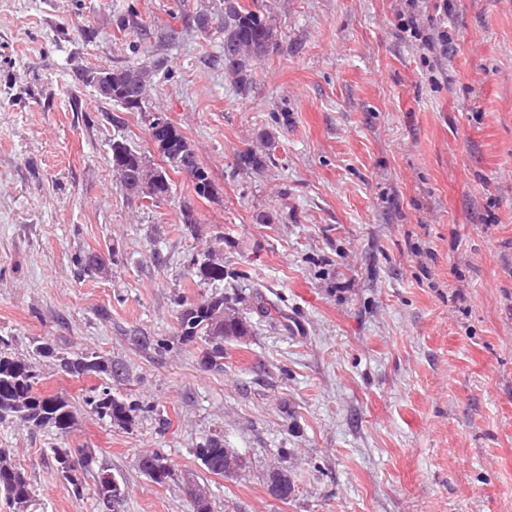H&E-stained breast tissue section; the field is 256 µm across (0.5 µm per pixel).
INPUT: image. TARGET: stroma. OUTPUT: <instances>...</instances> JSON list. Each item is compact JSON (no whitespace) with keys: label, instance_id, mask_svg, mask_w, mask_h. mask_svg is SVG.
Listing matches in <instances>:
<instances>
[{"label":"stroma","instance_id":"obj_1","mask_svg":"<svg viewBox=\"0 0 512 512\" xmlns=\"http://www.w3.org/2000/svg\"><path fill=\"white\" fill-rule=\"evenodd\" d=\"M243 2L278 35L245 94L191 21L213 0H0V335L20 357L41 342L124 367L71 377L33 357L39 392L77 410L64 443L125 485L117 512H190L194 486L212 512H512V0H419L453 47L436 61L397 26L406 0ZM131 8L142 28L120 27ZM154 57L144 111L86 81ZM151 112L189 139L217 199L175 172L168 201L126 200L112 142L161 164ZM266 130L274 164L238 169ZM196 253L248 273L221 286L252 331L219 371L176 336L179 302L213 294L188 275ZM92 255L104 269L77 265ZM269 302L281 316L259 313ZM105 387L158 404L168 427L99 418L85 399ZM211 436L246 469L209 473L194 450ZM59 443L0 424L35 512H99L95 472L80 498L58 478ZM152 451L167 484L137 467ZM278 469L285 502L267 486ZM138 467L158 485L166 484L173 475V468L168 459L158 452L141 457L138 460ZM153 472H157V475H153Z\"/></svg>","mask_w":512,"mask_h":512}]
</instances>
